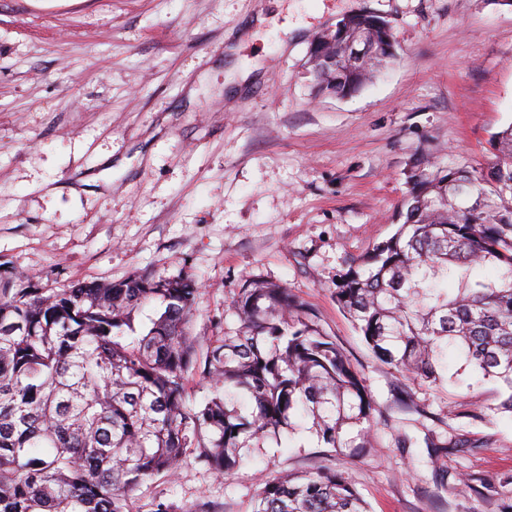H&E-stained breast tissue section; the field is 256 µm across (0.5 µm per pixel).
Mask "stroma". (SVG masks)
I'll return each mask as SVG.
<instances>
[{
  "label": "stroma",
  "mask_w": 512,
  "mask_h": 512,
  "mask_svg": "<svg viewBox=\"0 0 512 512\" xmlns=\"http://www.w3.org/2000/svg\"><path fill=\"white\" fill-rule=\"evenodd\" d=\"M388 21L398 58L350 97L319 96L315 38ZM512 124L504 0H0V262L60 290L135 272L199 286L197 348L245 281L283 285L334 336L381 408L377 448L263 449L233 475L194 463L153 499L250 512L263 476L345 472L371 512H512V415L497 385L434 387L376 361L336 281L397 228L418 160L485 168ZM487 417L467 419L471 401ZM448 441L429 457L426 434Z\"/></svg>",
  "instance_id": "stroma-1"
}]
</instances>
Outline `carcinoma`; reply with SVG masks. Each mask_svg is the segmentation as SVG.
Here are the masks:
<instances>
[{
  "label": "carcinoma",
  "mask_w": 512,
  "mask_h": 512,
  "mask_svg": "<svg viewBox=\"0 0 512 512\" xmlns=\"http://www.w3.org/2000/svg\"><path fill=\"white\" fill-rule=\"evenodd\" d=\"M319 40L318 91H358L395 56L381 17L341 19ZM356 31L375 49L348 51ZM480 171L429 164L410 175L403 222L336 283V301L373 357L437 384L448 352L467 372L503 385L512 413V124L493 137ZM495 270V276L483 274ZM188 279L155 274L48 291L0 264V512H138L131 493L171 476L191 455L230 475L272 442L308 432L335 453L373 447L388 422L336 340L283 285L244 286L228 312L238 326L199 355L187 324ZM161 310L142 327L141 308ZM214 394L186 402L189 373ZM149 512L183 509L155 499ZM252 512H369L334 469L268 477Z\"/></svg>",
  "instance_id": "1"
}]
</instances>
